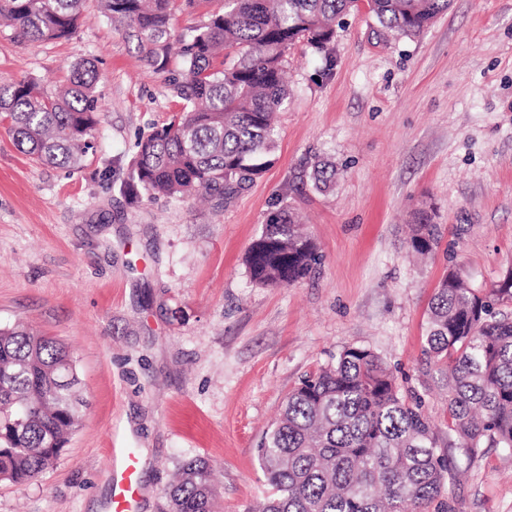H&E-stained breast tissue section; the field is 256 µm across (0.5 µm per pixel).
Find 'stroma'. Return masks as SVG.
Segmentation results:
<instances>
[{
  "mask_svg": "<svg viewBox=\"0 0 512 512\" xmlns=\"http://www.w3.org/2000/svg\"><path fill=\"white\" fill-rule=\"evenodd\" d=\"M85 58L101 108L78 167L33 162L0 127V328L62 341L84 402L52 468L0 481V512H109L116 448L140 455L138 512H169L166 491L192 457L213 467L216 512H251L267 494L262 436L306 374L363 347L401 388H421L439 280L457 269L487 290L512 265V0H453L415 38L387 35L362 9L331 58L295 45L273 161L221 208L120 193L138 136L179 103L98 0L68 39L0 27V86L52 88ZM318 155L336 165L332 191L309 180ZM284 206L322 261L296 285L261 287L242 257ZM420 208L443 232L424 260L406 245ZM448 453L454 512H512L502 449Z\"/></svg>",
  "mask_w": 512,
  "mask_h": 512,
  "instance_id": "stroma-1",
  "label": "stroma"
}]
</instances>
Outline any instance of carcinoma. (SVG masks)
I'll return each mask as SVG.
<instances>
[{"label":"carcinoma","mask_w":512,"mask_h":512,"mask_svg":"<svg viewBox=\"0 0 512 512\" xmlns=\"http://www.w3.org/2000/svg\"><path fill=\"white\" fill-rule=\"evenodd\" d=\"M85 0H0V21L33 40L75 33ZM111 21L127 23L146 67L162 75L180 101L170 121L139 136L120 191L181 200L197 193L222 205L248 189L272 163L275 113L290 94L288 50L303 42L327 51L336 27L358 0H224L190 33L173 40L175 0H101ZM451 0H367L387 32L416 37L448 11ZM90 60L68 67L66 83L48 89L29 78L0 86V125L31 159L75 167L99 124ZM336 165L319 162L311 179L324 190ZM439 225L421 209L411 250L432 255ZM253 283L287 287L307 278L320 255L280 208L248 247ZM512 267L487 292L456 270L429 303L426 376L448 393V430L473 452L485 445L512 454ZM68 363L67 346L22 327L0 329V481L28 483L53 466L80 425L76 386L51 375ZM424 395L401 392L374 352L343 349L307 375L264 433L259 461L269 492L263 512H453L448 496L455 466L424 412ZM171 512H212L210 465L182 464L167 489Z\"/></svg>","instance_id":"cac0c4a2"}]
</instances>
